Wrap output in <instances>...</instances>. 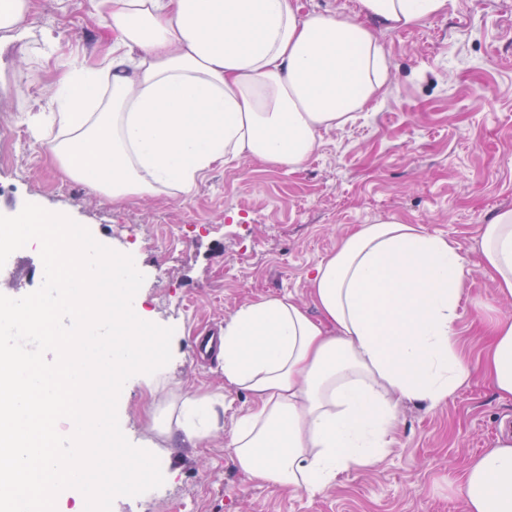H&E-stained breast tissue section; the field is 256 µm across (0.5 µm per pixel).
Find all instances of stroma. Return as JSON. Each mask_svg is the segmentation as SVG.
Listing matches in <instances>:
<instances>
[{
    "label": "stroma",
    "mask_w": 512,
    "mask_h": 512,
    "mask_svg": "<svg viewBox=\"0 0 512 512\" xmlns=\"http://www.w3.org/2000/svg\"><path fill=\"white\" fill-rule=\"evenodd\" d=\"M95 0H32L25 35L0 44V215L25 203L67 215L131 255L145 281L136 295L150 322L173 328L168 384L138 374L118 400L121 429L154 453L163 484L115 499L112 512H463L458 478L512 426L480 364L482 332L512 318L482 270L477 239L495 210L512 207V0H448L445 13L405 30L376 26L388 54L387 92L346 125L322 131L299 168L250 158L215 164L190 194L112 204L68 178L35 142L25 117L53 111V84L75 58L98 59L105 38ZM55 46L40 54L33 34ZM396 217L448 237L468 260L457 346L470 371L448 402L408 401L383 462L311 495L260 483L231 446L249 396L225 384L219 360L199 362L192 340L224 326L243 304L288 296L310 304L308 276L360 225ZM0 268L8 295L44 280L39 244ZM220 394L212 434L190 442L157 419L183 395Z\"/></svg>",
    "instance_id": "stroma-1"
}]
</instances>
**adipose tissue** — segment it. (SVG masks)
Returning <instances> with one entry per match:
<instances>
[{
  "label": "adipose tissue",
  "instance_id": "1",
  "mask_svg": "<svg viewBox=\"0 0 512 512\" xmlns=\"http://www.w3.org/2000/svg\"><path fill=\"white\" fill-rule=\"evenodd\" d=\"M448 0H357L351 14L300 15L297 0H96L112 37L97 63L73 59L34 128L64 173L112 203L189 193L226 158L292 170L322 130L377 98L389 62L370 21L408 29ZM482 267L512 297V208L479 235ZM467 260L447 238L388 218L364 224L314 267L320 319L288 297L241 306L218 354L252 405L236 422L238 468L319 492L377 465L402 402H447L469 378L457 347ZM483 370L512 399V319L497 321ZM223 395H185L187 440L216 427ZM465 512H512V436L459 479Z\"/></svg>",
  "mask_w": 512,
  "mask_h": 512
}]
</instances>
